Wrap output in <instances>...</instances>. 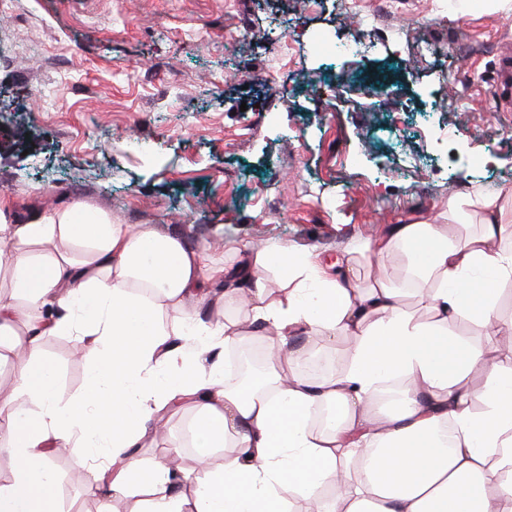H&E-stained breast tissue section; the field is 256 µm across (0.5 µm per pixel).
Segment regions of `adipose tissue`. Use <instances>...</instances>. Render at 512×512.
Instances as JSON below:
<instances>
[{"label": "adipose tissue", "instance_id": "ef3b65f1", "mask_svg": "<svg viewBox=\"0 0 512 512\" xmlns=\"http://www.w3.org/2000/svg\"><path fill=\"white\" fill-rule=\"evenodd\" d=\"M12 210L0 198L13 288L0 294V346L16 358L18 398L0 431L15 460L11 482L0 484V512H56L60 448L91 460L110 494L149 489L141 512H288L286 488L317 512H512V367L494 343L469 348L449 373L432 358L435 347L460 345L451 327L461 320L512 335L498 302L499 284L512 281V247L502 243L512 187L449 196L448 223L394 224L365 243L368 265L406 257L425 321L405 308L404 289L342 276L341 262L290 246L234 244L244 262L230 272L181 234L130 231L80 200L26 219ZM469 218L479 231L459 237ZM474 277L476 290L465 285ZM237 280L255 299L246 332L283 354L303 333L349 338L347 368L312 382L292 366L249 394L225 379L212 353L242 333L186 302L207 300L200 287L211 281L225 285L220 301L235 303ZM60 334L77 336L93 360L83 395L65 406L42 357L43 337ZM326 403L335 408L331 428H312V411ZM185 406L195 411L192 447L227 450L221 467L201 460L189 497L168 466L133 454Z\"/></svg>", "mask_w": 512, "mask_h": 512}]
</instances>
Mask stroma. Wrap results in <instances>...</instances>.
<instances>
[{"mask_svg":"<svg viewBox=\"0 0 512 512\" xmlns=\"http://www.w3.org/2000/svg\"><path fill=\"white\" fill-rule=\"evenodd\" d=\"M475 186L512 187V8L0 0V197L20 216L82 200L134 230L203 246L220 225L332 262L388 225L447 223ZM76 343L43 341L63 405L91 365ZM192 417L137 456L162 462ZM54 471L58 512L140 506L103 501L81 458Z\"/></svg>","mask_w":512,"mask_h":512,"instance_id":"35a3bbf8","label":"stroma"}]
</instances>
